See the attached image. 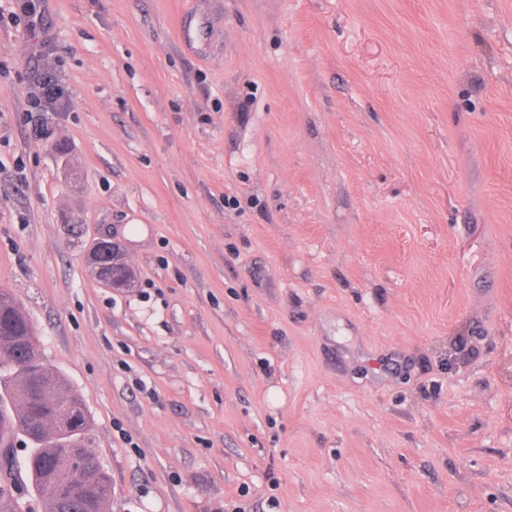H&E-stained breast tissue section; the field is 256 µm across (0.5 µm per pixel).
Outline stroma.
<instances>
[{
	"label": "stroma",
	"mask_w": 512,
	"mask_h": 512,
	"mask_svg": "<svg viewBox=\"0 0 512 512\" xmlns=\"http://www.w3.org/2000/svg\"><path fill=\"white\" fill-rule=\"evenodd\" d=\"M40 10L0 18V289L106 512H512V0ZM70 100L64 87L57 83L52 77H47L44 81L39 82L37 93L31 100L30 116L36 117L35 126H38L39 132L44 133L43 121L39 118L42 112H59L69 106ZM33 112L37 115L33 116ZM95 242L94 248L89 251L86 258L92 275L112 288L131 287L132 282L127 278L131 266L127 263L121 239L113 233H103Z\"/></svg>",
	"instance_id": "35a3bbf8"
}]
</instances>
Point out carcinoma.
<instances>
[{"label": "carcinoma", "instance_id": "cac0c4a2", "mask_svg": "<svg viewBox=\"0 0 512 512\" xmlns=\"http://www.w3.org/2000/svg\"><path fill=\"white\" fill-rule=\"evenodd\" d=\"M14 343V352L0 356V421L13 423L12 438H21L26 454L18 464L14 447H0V512H34L29 495L35 491L41 512H104L110 479L89 450L90 418L79 396L63 377L51 371L36 345L34 330L14 297L0 292V338ZM77 452L92 461L96 479L85 495L67 499L50 492L72 478L65 467L51 476L45 461Z\"/></svg>", "mask_w": 512, "mask_h": 512}]
</instances>
